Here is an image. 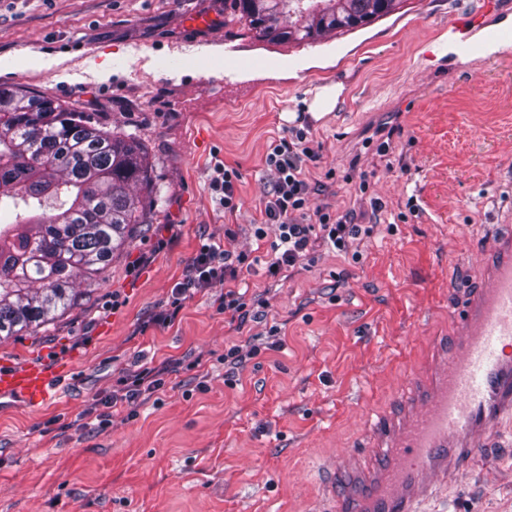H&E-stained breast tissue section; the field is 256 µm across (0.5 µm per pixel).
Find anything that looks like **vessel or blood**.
I'll list each match as a JSON object with an SVG mask.
<instances>
[{
	"mask_svg": "<svg viewBox=\"0 0 512 512\" xmlns=\"http://www.w3.org/2000/svg\"><path fill=\"white\" fill-rule=\"evenodd\" d=\"M486 287L455 307L459 330L436 343L427 369L372 424L375 474L343 482L328 512H417L439 476L469 462L481 439L512 413V229L484 256ZM59 368L0 367V400L38 409L57 395Z\"/></svg>",
	"mask_w": 512,
	"mask_h": 512,
	"instance_id": "1",
	"label": "vessel or blood"
}]
</instances>
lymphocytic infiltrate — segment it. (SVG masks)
Listing matches in <instances>:
<instances>
[{
  "label": "lymphocytic infiltrate",
  "mask_w": 512,
  "mask_h": 512,
  "mask_svg": "<svg viewBox=\"0 0 512 512\" xmlns=\"http://www.w3.org/2000/svg\"><path fill=\"white\" fill-rule=\"evenodd\" d=\"M315 159L312 133L307 127L296 129L292 137L280 138L269 146L265 164L273 171L274 181L260 211V220L253 223L256 240L270 242L273 257L266 266L268 277H277L284 269L302 264L310 255L313 238H320L328 249L342 252L348 240L370 232L369 226L360 223L356 210L333 213L325 207L310 209L314 188L308 177V165ZM238 180L237 170L222 161H215L209 169L210 189L228 221L236 220L241 209ZM246 261V255L231 254L216 243L202 244L174 284L169 308L156 314L154 323H173L190 291L203 292L221 283L225 289L216 300L218 310L229 322L244 324L247 303L236 282ZM172 368L169 360L153 367H138L113 394V403L151 399L163 388V377Z\"/></svg>",
  "instance_id": "f902f5d3"
}]
</instances>
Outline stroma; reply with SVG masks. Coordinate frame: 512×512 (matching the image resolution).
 <instances>
[{"mask_svg":"<svg viewBox=\"0 0 512 512\" xmlns=\"http://www.w3.org/2000/svg\"><path fill=\"white\" fill-rule=\"evenodd\" d=\"M480 8L404 0L344 34L248 49L224 0H0V83L135 135L162 196L72 306L0 341V363L46 359L65 374L42 410L0 401V512H318L337 450L359 444L349 471L367 465L372 412L422 370L434 337L452 334L449 310L485 286L482 257L512 226V53L478 49L463 67L446 52L450 23L464 21L465 42L512 18V0ZM195 15L212 26L187 29ZM228 41L240 59H286L292 77L231 82L223 59L200 54ZM336 84L335 107L314 115L316 90ZM300 118L318 153L311 207H352L365 183L362 211L381 208L346 252L315 245L312 262L272 281L251 221L271 188L268 148ZM218 159L240 174L230 229L208 186ZM210 240L256 261L239 278L244 328L218 311L220 284L187 299L174 324L149 323ZM274 326L284 345L269 350ZM233 346L231 386L221 359ZM165 359L180 366L159 401L106 409L135 363ZM88 409L108 413L105 431L76 426ZM420 512H512V417Z\"/></svg>","mask_w":512,"mask_h":512,"instance_id":"35a3bbf8","label":"stroma"}]
</instances>
